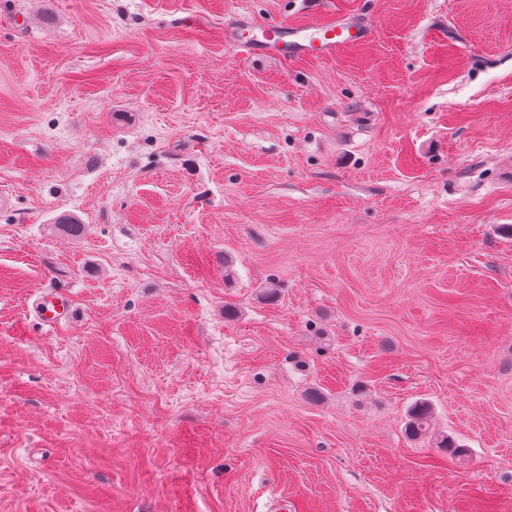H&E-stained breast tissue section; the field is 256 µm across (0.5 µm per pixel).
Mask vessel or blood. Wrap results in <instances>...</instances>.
Returning a JSON list of instances; mask_svg holds the SVG:
<instances>
[{
  "instance_id": "1",
  "label": "vessel or blood",
  "mask_w": 512,
  "mask_h": 512,
  "mask_svg": "<svg viewBox=\"0 0 512 512\" xmlns=\"http://www.w3.org/2000/svg\"><path fill=\"white\" fill-rule=\"evenodd\" d=\"M369 37V28L358 19L272 25L239 17L224 26V40L230 48L284 62L302 57L328 59L341 49L366 43ZM34 311L41 324L51 329L73 313L68 294L56 289L43 291Z\"/></svg>"
}]
</instances>
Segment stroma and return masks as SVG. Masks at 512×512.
I'll return each mask as SVG.
<instances>
[{
	"label": "stroma",
	"instance_id": "obj_1",
	"mask_svg": "<svg viewBox=\"0 0 512 512\" xmlns=\"http://www.w3.org/2000/svg\"><path fill=\"white\" fill-rule=\"evenodd\" d=\"M509 225L512 0H0V512H512ZM369 37V28L358 19L272 25L238 16L224 25V40L230 48L284 62L332 58L343 48L366 43ZM33 306L41 324L49 329H56L63 320H69L73 313L69 295L62 290L43 291ZM432 406L425 400L415 401L408 410L405 432L411 440L427 437L431 431Z\"/></svg>",
	"mask_w": 512,
	"mask_h": 512
}]
</instances>
